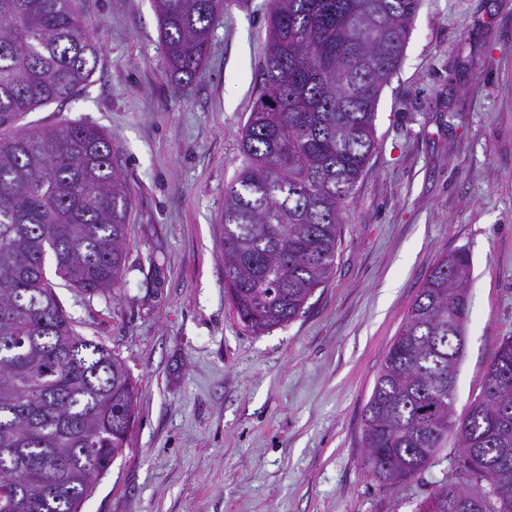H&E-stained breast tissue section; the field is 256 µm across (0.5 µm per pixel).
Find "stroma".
Masks as SVG:
<instances>
[{"label": "stroma", "mask_w": 512, "mask_h": 512, "mask_svg": "<svg viewBox=\"0 0 512 512\" xmlns=\"http://www.w3.org/2000/svg\"><path fill=\"white\" fill-rule=\"evenodd\" d=\"M76 3L100 45L92 76L0 132L98 126L132 193L122 287L54 283L76 331L118 354L138 391L125 452L82 512H414L447 480L486 489L453 441L422 473L380 483L363 415L442 253L465 249L473 267L457 414L512 336V0H421L340 213L334 273L260 335L224 292V192L245 163L269 0H226L187 84L167 72L152 0Z\"/></svg>", "instance_id": "35a3bbf8"}]
</instances>
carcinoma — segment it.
<instances>
[{
	"instance_id": "obj_1",
	"label": "carcinoma",
	"mask_w": 512,
	"mask_h": 512,
	"mask_svg": "<svg viewBox=\"0 0 512 512\" xmlns=\"http://www.w3.org/2000/svg\"><path fill=\"white\" fill-rule=\"evenodd\" d=\"M420 0H269L263 85L224 193V290L254 333L287 325L333 274L339 212L375 149V110ZM169 74L205 66L224 0H154ZM98 43L73 0H0V125L69 99ZM112 137L73 122L0 136V512H81L123 455L136 387L117 354L80 335L47 267L90 295L120 286L132 196ZM469 253H444L409 308L364 410L379 481L430 467L448 437L475 480L512 489V336L455 419L469 317ZM416 512H512L492 489L436 486Z\"/></svg>"
}]
</instances>
